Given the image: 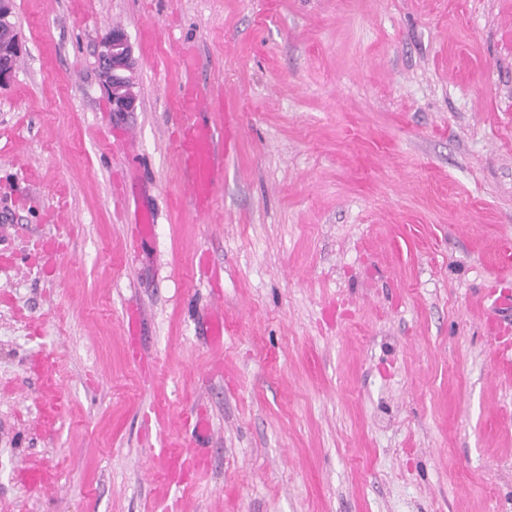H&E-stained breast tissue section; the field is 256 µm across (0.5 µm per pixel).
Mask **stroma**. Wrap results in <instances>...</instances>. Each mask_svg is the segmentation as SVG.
<instances>
[{"label":"stroma","instance_id":"35a3bbf8","mask_svg":"<svg viewBox=\"0 0 512 512\" xmlns=\"http://www.w3.org/2000/svg\"><path fill=\"white\" fill-rule=\"evenodd\" d=\"M14 20L0 512H512V275L485 262L512 253V0ZM115 26L127 113L97 64ZM187 51L214 90L199 121L233 140L203 211L174 149ZM104 37L97 59L112 111H135L137 98L133 91V46L127 34L119 28L112 29Z\"/></svg>","mask_w":512,"mask_h":512}]
</instances>
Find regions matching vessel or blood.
Listing matches in <instances>:
<instances>
[{"label":"vessel or blood","mask_w":512,"mask_h":512,"mask_svg":"<svg viewBox=\"0 0 512 512\" xmlns=\"http://www.w3.org/2000/svg\"><path fill=\"white\" fill-rule=\"evenodd\" d=\"M205 97L199 85L181 87L175 95V107L181 125L175 150L189 174V190L199 207H206L216 188V172L224 160V133L198 122L197 114Z\"/></svg>","instance_id":"b4317fda"}]
</instances>
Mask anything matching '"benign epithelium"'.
Wrapping results in <instances>:
<instances>
[{"label":"benign epithelium","instance_id":"7a95c632","mask_svg":"<svg viewBox=\"0 0 512 512\" xmlns=\"http://www.w3.org/2000/svg\"><path fill=\"white\" fill-rule=\"evenodd\" d=\"M19 52L20 44L16 39L9 44H0V85L13 77L14 67L10 60ZM97 59L112 111H135L137 98L133 91V46L127 34L119 28L112 29L101 40Z\"/></svg>","mask_w":512,"mask_h":512}]
</instances>
